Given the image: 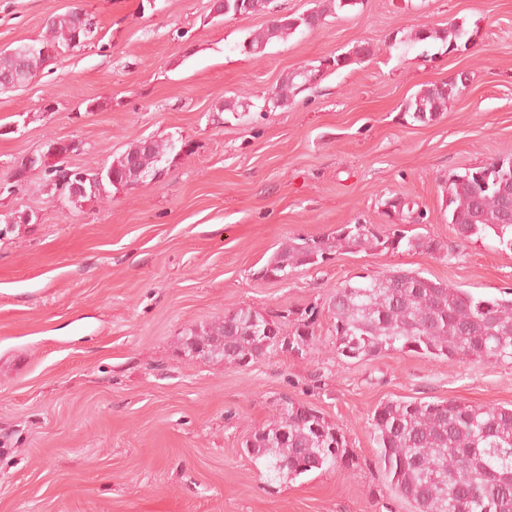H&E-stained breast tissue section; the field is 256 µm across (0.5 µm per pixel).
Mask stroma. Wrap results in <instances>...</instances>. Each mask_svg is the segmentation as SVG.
Listing matches in <instances>:
<instances>
[{
	"mask_svg": "<svg viewBox=\"0 0 512 512\" xmlns=\"http://www.w3.org/2000/svg\"><path fill=\"white\" fill-rule=\"evenodd\" d=\"M215 2L0 0V51L73 9L100 27L0 90V227L14 223L0 236V512H413L379 461L374 409L512 406V363L348 359L328 308L346 281L399 269L477 297L512 291V252L461 239L444 192L512 158V0H358L259 58L241 45L266 16L220 17ZM421 26L465 35L450 51L413 41ZM360 42L371 58L265 107L287 74ZM441 82L461 88L415 121L408 102ZM136 139L181 151L159 178L79 204L39 172L13 178L56 142L75 145L64 166L94 173ZM398 196L425 213L408 233L441 251L341 249L287 280L259 277L288 240L391 229ZM240 307L315 308L316 341L245 366L185 355L191 330ZM286 398L341 427L345 463L270 479L245 443Z\"/></svg>",
	"mask_w": 512,
	"mask_h": 512,
	"instance_id": "obj_1",
	"label": "stroma"
}]
</instances>
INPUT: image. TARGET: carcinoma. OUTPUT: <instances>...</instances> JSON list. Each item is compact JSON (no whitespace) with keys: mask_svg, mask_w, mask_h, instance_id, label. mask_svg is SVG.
Here are the masks:
<instances>
[{"mask_svg":"<svg viewBox=\"0 0 512 512\" xmlns=\"http://www.w3.org/2000/svg\"><path fill=\"white\" fill-rule=\"evenodd\" d=\"M354 0H318L299 16L270 20L249 36L242 50L264 54L267 45L299 28L312 31L310 21L323 25L325 17ZM269 8L266 0H224V15H256ZM49 37L0 52V90L21 86L38 67L51 59L42 48L76 47L91 43L98 27L84 29L77 12L58 15L48 24ZM373 55L368 43L325 59L316 71L341 69ZM306 83L294 72L273 91L269 103L277 108ZM456 84H431L408 103L419 122L431 120L455 93ZM176 150L171 140L137 139L103 167L94 195L109 185L115 189L143 182L161 171V163ZM41 169L55 188L60 163L42 156L24 173ZM448 223L464 239L493 236L503 250L512 251V221L507 220L506 196L512 197V160L495 159L448 180ZM402 220L413 223L424 212L411 201L386 202ZM428 252L443 246L434 238L392 228L379 232L371 224H344L324 238L283 243L260 269L283 279L301 266H317L339 249ZM335 320L333 347L349 359H369L386 352H414L433 358H477L488 363L512 361V297L482 298L454 285L433 281L420 273L390 271L363 281L346 282L329 302ZM314 310L297 321L268 319L248 307L229 319L202 325L190 332L184 345L195 356L222 359L245 366L280 351L281 342H315ZM374 441L386 476L395 491L415 512H512V408L469 405L457 400L389 399L371 416ZM249 454L265 461L274 479H295L325 466L345 462L347 443L339 426L318 410L288 401L273 421L254 432L246 444Z\"/></svg>","mask_w":512,"mask_h":512,"instance_id":"1","label":"carcinoma"}]
</instances>
